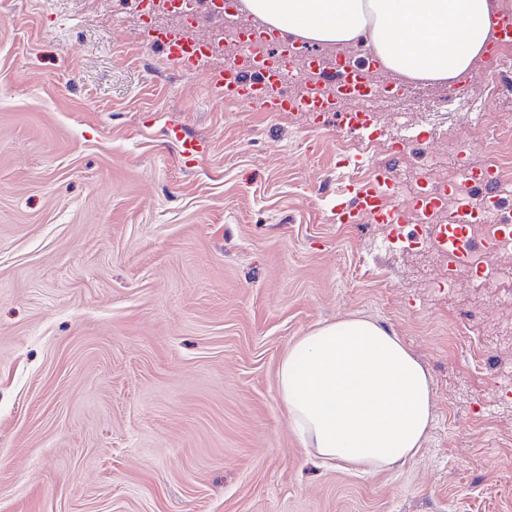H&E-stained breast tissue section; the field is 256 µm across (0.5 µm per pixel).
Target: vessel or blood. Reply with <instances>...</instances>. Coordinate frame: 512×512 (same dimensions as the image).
Listing matches in <instances>:
<instances>
[{
  "label": "vessel or blood",
  "instance_id": "b4317fda",
  "mask_svg": "<svg viewBox=\"0 0 512 512\" xmlns=\"http://www.w3.org/2000/svg\"><path fill=\"white\" fill-rule=\"evenodd\" d=\"M157 45L166 59L177 68L191 66L202 68V60L188 55L187 38L177 40L157 38ZM297 49L292 44L277 48L275 55L260 52L259 38L253 32H245L239 43V53L233 64L211 72L210 87L217 97L231 99L247 112H310L324 118L337 109L338 98L349 96L366 99L373 93L367 80V70L338 61L328 66L310 63L308 70L313 76L307 93L299 98L288 95V84L299 79L300 74L292 66ZM342 130L361 135L370 134L372 123L368 111L340 115ZM168 138L175 144L182 159L194 161L205 155L207 142L188 133L177 123L169 124ZM463 167L469 168L477 183L491 186L495 183V165L488 162L472 165L468 150L459 153ZM395 191L384 170H377L371 182H347L342 198L336 206L334 217L341 224H356L368 218L390 227L389 243L404 241L408 210L395 203ZM474 214L468 206H461L456 213L455 225L449 228L446 242L451 247L468 244L476 248V241H465L463 227L472 223Z\"/></svg>",
  "mask_w": 512,
  "mask_h": 512
}]
</instances>
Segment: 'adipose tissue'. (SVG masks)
Segmentation results:
<instances>
[{"label":"adipose tissue","mask_w":512,"mask_h":512,"mask_svg":"<svg viewBox=\"0 0 512 512\" xmlns=\"http://www.w3.org/2000/svg\"><path fill=\"white\" fill-rule=\"evenodd\" d=\"M282 36L362 44L390 71L464 79L493 38L491 0H243ZM280 396L306 447L372 472L418 453L433 419L421 363L381 325L359 317L311 330L279 367Z\"/></svg>","instance_id":"ef3b65f1"}]
</instances>
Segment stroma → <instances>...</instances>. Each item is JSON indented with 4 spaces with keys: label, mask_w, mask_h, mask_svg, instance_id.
Here are the masks:
<instances>
[{
    "label": "stroma",
    "mask_w": 512,
    "mask_h": 512,
    "mask_svg": "<svg viewBox=\"0 0 512 512\" xmlns=\"http://www.w3.org/2000/svg\"><path fill=\"white\" fill-rule=\"evenodd\" d=\"M126 0H0V512H512V402L476 374L512 372L495 292L448 255L339 224L345 133L307 112H245L209 71L169 67ZM476 83L448 136L375 110L360 170L419 192L482 116ZM179 122L208 141L185 167ZM361 316L420 360L434 421L399 468L319 459L279 394L282 357Z\"/></svg>",
    "instance_id": "35a3bbf8"
}]
</instances>
